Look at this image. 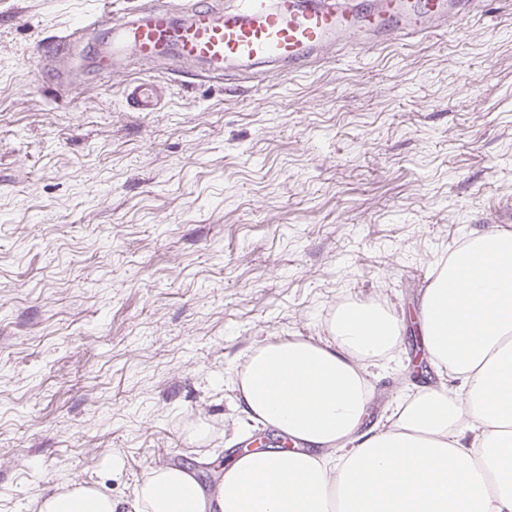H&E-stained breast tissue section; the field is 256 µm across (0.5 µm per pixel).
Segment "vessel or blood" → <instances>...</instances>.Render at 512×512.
Returning <instances> with one entry per match:
<instances>
[{"mask_svg": "<svg viewBox=\"0 0 512 512\" xmlns=\"http://www.w3.org/2000/svg\"><path fill=\"white\" fill-rule=\"evenodd\" d=\"M481 0H192L174 18L160 0H140L127 12L112 0H97L89 19L57 35L53 49L37 47L46 78L61 86L69 80L67 57L74 30L107 25L112 41L99 50L95 66L111 74L122 66L139 75L123 89L126 107L158 111V84L152 66L195 70L205 82L223 81L226 72L287 77L391 42L415 44L456 29Z\"/></svg>", "mask_w": 512, "mask_h": 512, "instance_id": "vessel-or-blood-1", "label": "vessel or blood"}]
</instances>
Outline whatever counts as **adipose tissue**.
<instances>
[{"mask_svg":"<svg viewBox=\"0 0 512 512\" xmlns=\"http://www.w3.org/2000/svg\"><path fill=\"white\" fill-rule=\"evenodd\" d=\"M419 328L441 382L401 395L365 433L370 369L404 330L388 307L346 302L328 339L256 347L234 373L236 407L308 452H244L211 492L186 469L152 468L132 512H512V231L469 234L439 261ZM38 512L123 509L75 484Z\"/></svg>","mask_w":512,"mask_h":512,"instance_id":"obj_1","label":"adipose tissue"}]
</instances>
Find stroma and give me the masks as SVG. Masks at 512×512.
I'll return each mask as SVG.
<instances>
[{
  "instance_id": "stroma-1",
  "label": "stroma",
  "mask_w": 512,
  "mask_h": 512,
  "mask_svg": "<svg viewBox=\"0 0 512 512\" xmlns=\"http://www.w3.org/2000/svg\"><path fill=\"white\" fill-rule=\"evenodd\" d=\"M96 0H0V512L88 481L132 502L152 467L214 487L265 436L234 408L257 346L326 338L345 300L407 332L380 369L383 421L415 368L436 262L512 230V0L456 32L285 79L199 86L158 67L163 108L123 75L42 83L35 54Z\"/></svg>"
}]
</instances>
